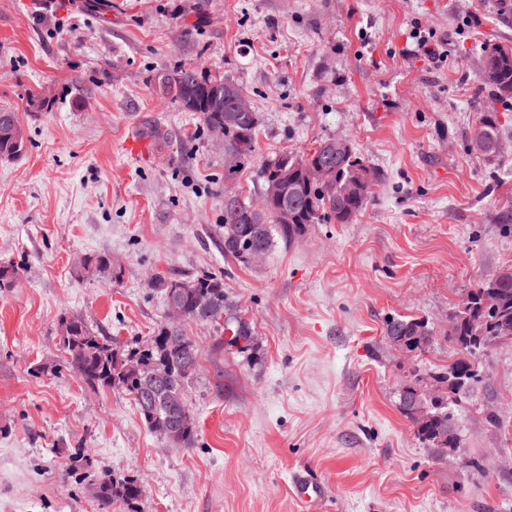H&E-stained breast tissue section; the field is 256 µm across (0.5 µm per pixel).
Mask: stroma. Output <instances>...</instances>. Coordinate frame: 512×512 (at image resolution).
Returning a JSON list of instances; mask_svg holds the SVG:
<instances>
[{"label": "stroma", "instance_id": "obj_1", "mask_svg": "<svg viewBox=\"0 0 512 512\" xmlns=\"http://www.w3.org/2000/svg\"><path fill=\"white\" fill-rule=\"evenodd\" d=\"M0 0V107L26 150L0 159V512H101L98 474L143 482L112 512H299L290 475L328 483L324 512H512V346L462 403L461 448L440 461L414 436L399 391L415 367L447 365L448 315L512 264V107L478 81L482 48L512 41L501 0ZM448 58L414 53V23ZM193 65L236 81L259 114L255 165L341 136L383 180L350 224H312L264 260L224 256V148L156 77ZM45 98L42 109L32 97ZM496 113L507 149L467 147ZM150 138L132 156L128 137ZM106 254L119 279L78 276ZM224 275L254 328L231 353L219 326L185 323L199 346L188 387L194 448L143 423L130 396L93 390L58 362V324L150 340L167 319L150 276ZM424 319L425 351L395 347L389 316ZM496 413L491 425L487 413ZM91 469L72 473L69 455Z\"/></svg>", "mask_w": 512, "mask_h": 512}]
</instances>
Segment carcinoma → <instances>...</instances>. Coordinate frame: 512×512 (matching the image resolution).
<instances>
[{"instance_id": "carcinoma-1", "label": "carcinoma", "mask_w": 512, "mask_h": 512, "mask_svg": "<svg viewBox=\"0 0 512 512\" xmlns=\"http://www.w3.org/2000/svg\"><path fill=\"white\" fill-rule=\"evenodd\" d=\"M482 86L502 101L512 98V45L485 46ZM158 91L178 102L188 112L200 115L204 125L224 129V180L232 181L254 160L259 127L258 113L233 111L230 97L241 92L227 77L190 66H179L157 77ZM501 139L496 113L486 112L467 138L470 151L492 155ZM25 149V135L16 113L0 109V158L13 159ZM333 164L324 182L309 185L303 172L314 162ZM260 193L276 182L284 190L282 200H271L266 211L255 212L253 203L244 199L233 209L224 210V256L249 263L255 245L270 253L281 239L291 243L302 236L310 224H349L373 196L382 175L366 165L349 144L329 138L321 140L309 152H281L261 165ZM503 278L496 284L485 281L470 289L449 316L448 341L455 357L435 372L443 387V396L427 400L416 390L425 374L416 370L400 395L405 415L412 422L415 437L433 448L460 446L456 407L464 395L480 383L479 359L485 349L477 346L479 336H512V264L502 267ZM21 268L0 266V292L16 286ZM77 275L110 274L112 258L88 256L79 260ZM164 298L175 297L184 308V321L200 324L222 322L224 348L248 350L253 341L251 323L237 314L224 295V276L202 271L193 277H158L152 282ZM180 339L169 342L171 327L164 323L151 336L147 347L136 340L121 342L97 336L77 315L60 320L59 350L65 368L78 369L79 379L92 389L122 391L131 396L147 427L169 443L182 448L194 447L198 435L194 413L187 398L189 381L199 365V347L177 329ZM389 340H399L408 351H424L430 341L427 324L415 318L394 317L386 327ZM427 405L434 417L421 421L414 417L410 404ZM96 495L102 512L112 505L136 504L140 497L134 479L120 478L110 472L98 479Z\"/></svg>"}]
</instances>
